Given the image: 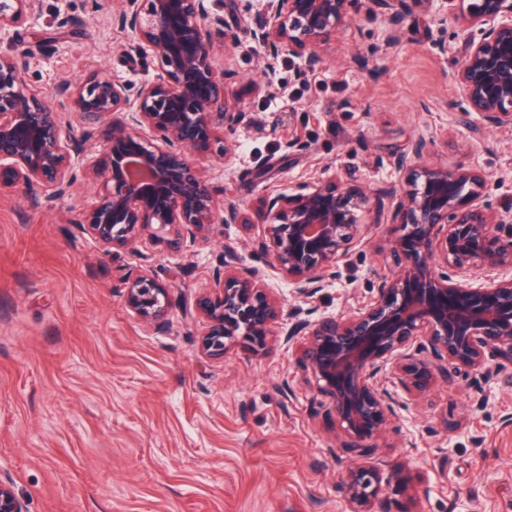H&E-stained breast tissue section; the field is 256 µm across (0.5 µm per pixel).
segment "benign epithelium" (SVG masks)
Here are the masks:
<instances>
[{
    "instance_id": "1",
    "label": "benign epithelium",
    "mask_w": 512,
    "mask_h": 512,
    "mask_svg": "<svg viewBox=\"0 0 512 512\" xmlns=\"http://www.w3.org/2000/svg\"><path fill=\"white\" fill-rule=\"evenodd\" d=\"M350 0H267L261 26L249 30L265 64L284 55L314 68L336 32L351 24ZM407 0H367L368 9L402 34ZM39 0H0V38L10 37L34 15ZM463 58L456 74L462 123L481 130L512 129V0H467L457 13ZM112 25L157 65L135 99L128 86L93 72L60 84L54 105L26 81L31 56L13 47L0 51V190L22 186L37 205L72 195L77 177L96 189V200L73 219L81 234L104 252L146 240L159 251L209 239L214 224H235L240 204L218 191L191 156L223 157L220 131L243 120L226 96L236 77L215 61L239 35L209 0H113ZM83 120L80 136L65 114ZM99 135L108 148L74 159ZM431 142L414 141L392 157L401 184L369 192L351 182L314 180L298 191L264 189L255 216L257 251L296 286L304 305L284 309L280 294L233 250H224L213 291L197 302L207 319L199 341L206 357L240 345L268 348L273 326L288 324L283 343L302 340L301 365L328 398L354 458L341 487L352 512H373L382 490L403 496L405 475L382 481V461L368 441L395 415L394 400L379 374L390 367L407 392L424 395L443 362L487 379L512 364V214L489 211L488 176L475 169L422 163ZM373 223L385 211L401 219L389 242L374 295L346 317L324 316L313 298L335 277L338 263L364 238L359 212ZM126 305L146 324L164 329L172 308L170 286L160 280L150 255L122 277ZM0 512H25L11 486L0 481Z\"/></svg>"
}]
</instances>
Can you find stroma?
Returning <instances> with one entry per match:
<instances>
[{"mask_svg":"<svg viewBox=\"0 0 512 512\" xmlns=\"http://www.w3.org/2000/svg\"><path fill=\"white\" fill-rule=\"evenodd\" d=\"M349 13L313 70L291 56L267 67L247 38L226 48L237 73L228 98L245 117L225 130L231 150L209 174L238 195L247 221L213 225L208 243L181 254L154 253L174 302L165 329L123 298L124 269L151 245L107 254L72 224L92 187L76 183L50 209L23 187L0 191V479L26 512H351L344 434L296 355L277 344L203 356L204 319L186 310L227 249L298 304L253 248L263 188L293 191L314 176L384 187L399 179L391 156L421 137L427 164L483 170L492 211L512 209V131L478 135L458 122L456 17L411 5L393 41L364 0ZM20 35L27 80L49 98L93 70L133 89L156 75L90 0H40ZM397 230L370 227L315 296L320 313L345 316L368 300ZM391 392L396 415L372 444L387 470L406 471L411 497L380 494L373 512H512V365L480 389L458 373L421 397Z\"/></svg>","mask_w":512,"mask_h":512,"instance_id":"1","label":"stroma"}]
</instances>
